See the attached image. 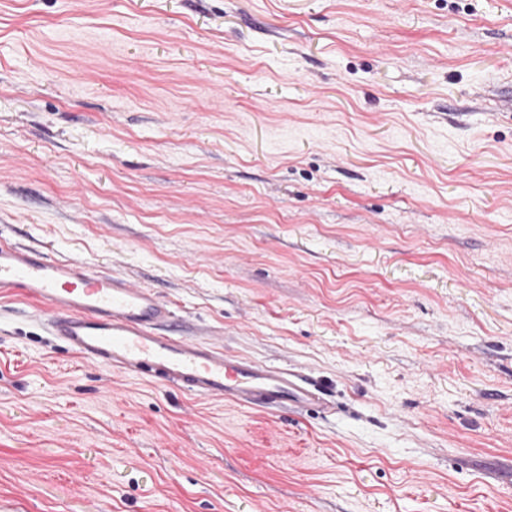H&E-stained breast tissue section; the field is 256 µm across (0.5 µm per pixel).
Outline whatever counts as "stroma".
<instances>
[{"mask_svg": "<svg viewBox=\"0 0 512 512\" xmlns=\"http://www.w3.org/2000/svg\"><path fill=\"white\" fill-rule=\"evenodd\" d=\"M1 239L329 406L0 297V512H512V0H0ZM0 294L34 303L53 336L106 369L245 407L324 404L307 374L230 356L214 343L177 334L171 306L151 288L94 271L81 260L0 242Z\"/></svg>", "mask_w": 512, "mask_h": 512, "instance_id": "obj_1", "label": "stroma"}]
</instances>
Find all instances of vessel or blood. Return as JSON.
<instances>
[{
	"mask_svg": "<svg viewBox=\"0 0 512 512\" xmlns=\"http://www.w3.org/2000/svg\"><path fill=\"white\" fill-rule=\"evenodd\" d=\"M0 294L34 303L49 331L81 357L109 370L148 376L197 395L269 408L318 403L307 374L231 356L177 334L170 305L148 287L78 259L0 242Z\"/></svg>",
	"mask_w": 512,
	"mask_h": 512,
	"instance_id": "b4317fda",
	"label": "vessel or blood"
}]
</instances>
